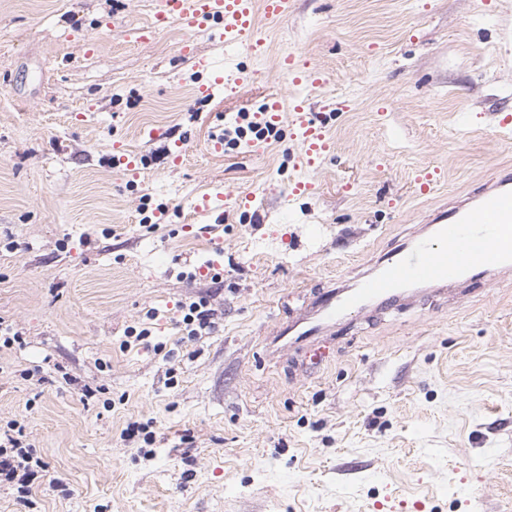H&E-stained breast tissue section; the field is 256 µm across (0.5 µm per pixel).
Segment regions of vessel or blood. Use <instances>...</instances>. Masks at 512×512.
Wrapping results in <instances>:
<instances>
[{"label": "vessel or blood", "instance_id": "vessel-or-blood-1", "mask_svg": "<svg viewBox=\"0 0 512 512\" xmlns=\"http://www.w3.org/2000/svg\"><path fill=\"white\" fill-rule=\"evenodd\" d=\"M158 7L161 15L187 30H214L226 47L235 48L255 34L258 16L282 18L291 11L292 0H159ZM295 118L307 155H322L325 135L309 120L304 105L296 106ZM428 230V235L413 233L381 254L352 284L320 292L307 317L272 328L274 341L291 333L306 341L352 314L412 304L420 289L442 296L449 287L512 271V171L500 172L463 202L437 213Z\"/></svg>", "mask_w": 512, "mask_h": 512}]
</instances>
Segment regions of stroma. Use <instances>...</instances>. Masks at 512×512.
<instances>
[{"label": "stroma", "instance_id": "stroma-1", "mask_svg": "<svg viewBox=\"0 0 512 512\" xmlns=\"http://www.w3.org/2000/svg\"><path fill=\"white\" fill-rule=\"evenodd\" d=\"M157 9L0 0V317L26 341L0 349V424L25 419L46 464L37 512H512V280L267 348L512 166V0H293L233 56ZM214 63L244 81L201 94ZM273 99L281 139L224 151ZM202 297L192 339L179 307ZM295 118L301 130L302 145L307 155L321 156L327 149L325 135L321 127L308 119L304 104L295 107ZM184 313L182 323L189 330V336L197 338L211 333L215 328L214 311L208 308L207 300L204 298L190 304H182L180 307Z\"/></svg>", "mask_w": 512, "mask_h": 512}]
</instances>
